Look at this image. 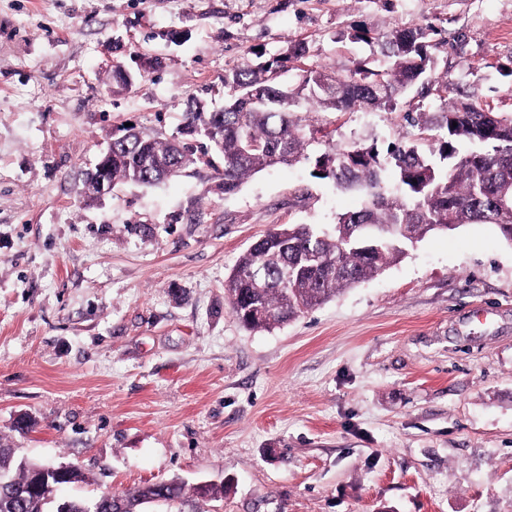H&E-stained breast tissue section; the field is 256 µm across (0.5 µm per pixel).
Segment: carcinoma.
<instances>
[{"label": "carcinoma", "mask_w": 512, "mask_h": 512, "mask_svg": "<svg viewBox=\"0 0 512 512\" xmlns=\"http://www.w3.org/2000/svg\"><path fill=\"white\" fill-rule=\"evenodd\" d=\"M380 47L371 67L342 76L327 68L303 71L297 85L273 74L285 65L240 66L224 73V108L197 104L177 135L147 136L132 128L112 148V184L155 185L177 176L208 150L224 156V193L267 168L290 165L311 145L302 110L345 112L390 108L413 87L435 110L404 113L414 138L388 145L380 163L373 146L336 149L316 159L319 177L362 197L329 231L293 224L267 233L238 259L224 284L232 312L250 329H270L377 276L426 235L465 224H492L512 244V114L495 112L467 95L448 100L452 82L432 78L435 60L426 29L413 25L366 41ZM397 191L387 188V182ZM36 464L0 447V512H34ZM163 498L175 512L195 499L178 477L97 497L98 512H145Z\"/></svg>", "instance_id": "obj_1"}]
</instances>
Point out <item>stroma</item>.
Instances as JSON below:
<instances>
[{"label":"stroma","mask_w":512,"mask_h":512,"mask_svg":"<svg viewBox=\"0 0 512 512\" xmlns=\"http://www.w3.org/2000/svg\"><path fill=\"white\" fill-rule=\"evenodd\" d=\"M409 25L512 113V0H0V445L76 465L73 498L177 476L219 487L202 512H512V244L493 225L428 236L270 330L224 291L268 231L359 206L315 160L412 136L401 112H311L307 158L231 194L217 154L77 194L126 125L168 136L191 101L221 109L226 70L303 41L301 68L346 75L378 51L358 31ZM144 58L117 86L114 62Z\"/></svg>","instance_id":"1"}]
</instances>
